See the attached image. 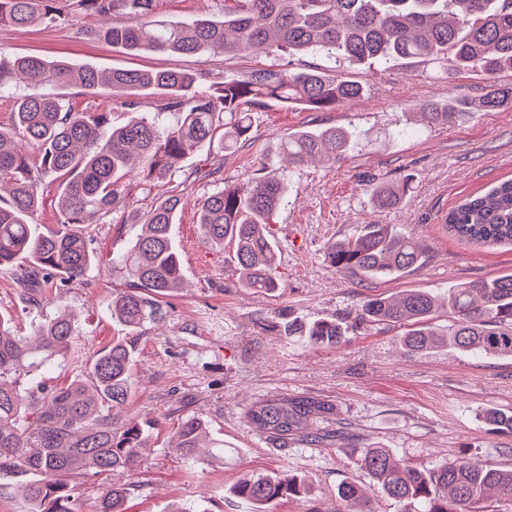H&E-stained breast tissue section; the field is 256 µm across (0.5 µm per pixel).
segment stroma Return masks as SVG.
<instances>
[{"mask_svg": "<svg viewBox=\"0 0 512 512\" xmlns=\"http://www.w3.org/2000/svg\"><path fill=\"white\" fill-rule=\"evenodd\" d=\"M96 25L90 15L75 26L0 25V48L100 68H185L205 75H240L267 62L261 54L130 55L91 37ZM336 73L365 83V94L319 112L267 102L252 110L247 147L233 154L204 148L185 158L174 180L183 207L173 227L183 286L163 298L162 319L136 340L131 394L117 413L121 423L145 424L146 445L132 474L91 475L77 484L86 512L112 483L129 485L128 512H170L180 505L251 512L233 495L236 482L246 474L282 472L305 479L312 493L271 503L269 512H339V485L368 483L347 451L353 442L392 449L427 470L457 458L512 468V433L483 420L488 409L512 414V358L475 356L450 345L410 355L399 344L402 327L357 321L370 298L409 288L443 297L460 284L512 273V246L479 247L450 235L441 223L462 198L512 178V110L469 113L454 124L428 128L420 124L416 104L478 96L486 85L483 75L440 76L415 60L377 69L343 66ZM312 124L356 132L361 145L338 161L315 160L293 170L270 227L279 286L271 292L241 287L233 244L215 250L202 240L196 204L215 184L195 178L194 171L214 163L223 177L254 183L262 164L275 161L281 137ZM402 181L409 184L406 202L389 210L374 206L373 187ZM365 224L412 229L426 247L422 264L377 281L333 271L327 246ZM133 235L128 224L89 225L96 265L77 283L45 281L37 308L22 298L12 272L0 270V314L13 332L30 335L34 323L63 307L79 314L64 363L43 377L47 386L84 378L98 353L125 336L106 305L125 287L112 259ZM284 312L305 322L342 321L346 336L337 346L290 344L276 329ZM267 396L330 401L334 413L320 426L331 431V440L285 448L268 443L246 418L247 408ZM189 415L208 422L212 437L224 442V457L203 454L189 461L174 450L176 430Z\"/></svg>", "mask_w": 512, "mask_h": 512, "instance_id": "obj_1", "label": "stroma"}]
</instances>
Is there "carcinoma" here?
Masks as SVG:
<instances>
[{"instance_id": "cac0c4a2", "label": "carcinoma", "mask_w": 512, "mask_h": 512, "mask_svg": "<svg viewBox=\"0 0 512 512\" xmlns=\"http://www.w3.org/2000/svg\"><path fill=\"white\" fill-rule=\"evenodd\" d=\"M155 0H0V24L14 27L73 25L90 14L112 23L94 36L129 53L204 57L216 51L240 56L263 47L271 55L314 54L331 62L300 70L274 65L244 76H217L213 92L199 89L203 76L189 70L99 69L40 55H10L0 49V94L15 80L50 86L52 92L27 94L16 101L9 127H0V269L28 266L17 274L27 302L38 307L41 290L32 266L81 279L97 262L84 226L108 217L117 224L141 227L118 259L128 288L112 294V319L133 337L102 350L85 380L62 388L24 381L48 370L66 356L75 336L77 314L63 311L38 324L30 336H15L0 319V473H31L37 479L20 485L33 512H82L74 495L77 481L93 472L135 470L145 436L138 425H119L113 411L128 400L135 337L161 317L159 299L183 285L173 225L181 200L155 198L140 212L132 207L122 180L137 174L151 187L171 180L183 168L188 150L215 143L233 153L247 141L251 108L273 99L290 107L322 111L360 97L365 86L332 75L335 66L387 65L402 59L433 62L443 74L480 70L485 93L418 105L422 123H454L465 110L512 109V84L498 75L512 73V0H224V15L191 21L162 18ZM109 92L124 98L129 119L116 125L109 112H77L62 89ZM164 97L169 126L136 112L137 97ZM351 133L342 128L300 129L283 135L278 153L285 165L265 173L255 185L224 180L198 203L197 224L215 250L235 244L234 260L241 286L256 291L278 288L276 252L268 226L282 203L291 169L312 157L336 161L349 152ZM58 189L59 224L39 232L33 224L39 191L48 176ZM409 181L376 186L373 204L388 209L403 203ZM449 232L481 245H512V179L462 200L442 218ZM425 254L411 231L396 224H365L325 252L339 273L359 272L378 279L399 275ZM454 318L449 339L459 349L489 357L512 358V274L467 282L451 289L444 302L432 293L408 289L376 297L361 305L365 324L407 323L399 339L408 354L442 343L432 325L439 307ZM291 342L319 347L338 345L345 333L334 320L284 326ZM334 406L314 397H266L247 409L251 428L281 448L294 440L322 442L314 425L329 418ZM208 435L206 422L185 417L175 449L195 458L199 448L222 453L224 442ZM377 492L394 500L402 512H480L490 490L512 502V469L450 460L426 471L399 458L389 448H352ZM129 488L112 484L98 497L94 512H126ZM303 484L295 476L245 475L234 494L254 512L283 497L298 496ZM343 512H377L357 483L338 490Z\"/></svg>"}]
</instances>
